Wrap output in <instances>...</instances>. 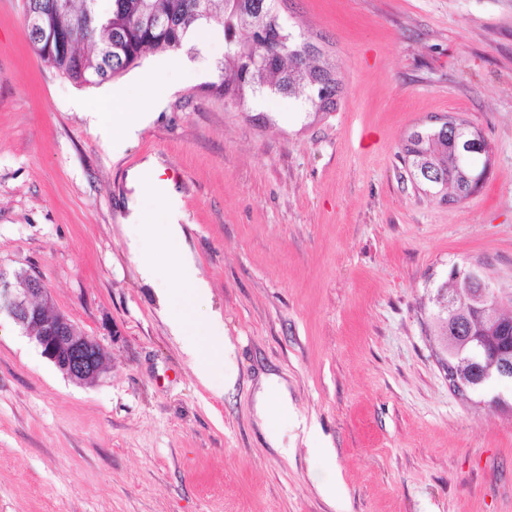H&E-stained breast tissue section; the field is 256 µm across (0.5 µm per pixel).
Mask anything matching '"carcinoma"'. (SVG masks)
<instances>
[{
    "label": "carcinoma",
    "mask_w": 512,
    "mask_h": 512,
    "mask_svg": "<svg viewBox=\"0 0 512 512\" xmlns=\"http://www.w3.org/2000/svg\"><path fill=\"white\" fill-rule=\"evenodd\" d=\"M25 11L42 17L44 27L60 37L63 46L46 51L35 38L29 43L47 63L80 84H100L125 73L144 52L164 48L178 51L191 42L199 28L229 33L240 24L253 29L261 24L267 41L252 37L227 39L219 62L220 83L211 88L243 101L259 92L302 96L310 108L336 110L340 83L335 71L319 58L317 47L302 33L284 29L276 0H112L102 12L98 0H25ZM448 128L414 129L404 139L401 159L414 176L427 169L441 179L432 188L447 189L448 200L469 197L482 179L479 160L484 152H461L464 142L484 139L465 121L448 116ZM455 265L448 281L437 290L436 321L447 360L457 379L471 381L474 369L490 360L491 352L505 346L504 328L512 330V316L492 311V301L475 305L471 283Z\"/></svg>",
    "instance_id": "carcinoma-1"
}]
</instances>
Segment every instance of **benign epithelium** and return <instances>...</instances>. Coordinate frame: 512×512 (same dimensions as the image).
<instances>
[{
  "label": "benign epithelium",
  "mask_w": 512,
  "mask_h": 512,
  "mask_svg": "<svg viewBox=\"0 0 512 512\" xmlns=\"http://www.w3.org/2000/svg\"><path fill=\"white\" fill-rule=\"evenodd\" d=\"M41 277L25 271L10 274L0 268V314L9 315L35 340L42 355L77 384L97 381L105 371L107 355L102 344L85 334L66 316L51 314ZM512 382V356L502 354L490 362L473 388L487 381Z\"/></svg>",
  "instance_id": "obj_1"
}]
</instances>
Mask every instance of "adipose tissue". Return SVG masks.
<instances>
[{
  "label": "adipose tissue",
  "instance_id": "obj_1",
  "mask_svg": "<svg viewBox=\"0 0 512 512\" xmlns=\"http://www.w3.org/2000/svg\"><path fill=\"white\" fill-rule=\"evenodd\" d=\"M126 92L117 90L108 98L107 106L92 110L91 124L102 135L107 147L115 153L122 152L141 127V115L126 111ZM167 207L162 216L148 213L138 204H131L128 217L136 233L128 242L141 278L156 286L157 295L167 314V324L173 335L182 339V348L193 363L199 380L212 383L224 364V347L221 337L224 325L220 319H210L204 327L194 325V313L208 297V290L197 277V269L191 258L179 257L174 275L178 287H160L161 272L152 253L150 242L162 240L170 250H178L183 241L181 213L174 190H167Z\"/></svg>",
  "mask_w": 512,
  "mask_h": 512
}]
</instances>
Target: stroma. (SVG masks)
Masks as SVG:
<instances>
[{"instance_id": "1", "label": "stroma", "mask_w": 512, "mask_h": 512, "mask_svg": "<svg viewBox=\"0 0 512 512\" xmlns=\"http://www.w3.org/2000/svg\"><path fill=\"white\" fill-rule=\"evenodd\" d=\"M277 3L334 68L335 111L217 94L220 31L149 92L161 50L79 85L0 0V267L39 273L107 352L77 385L0 317V512H512V407L489 404L512 385L453 391L433 304L465 264L512 311V0ZM111 84L147 113L117 155L87 116ZM448 115L491 148L460 202L397 157ZM162 179L209 288L198 317L224 324L219 392L128 249L129 204L161 211ZM273 384L287 420L259 409Z\"/></svg>"}]
</instances>
